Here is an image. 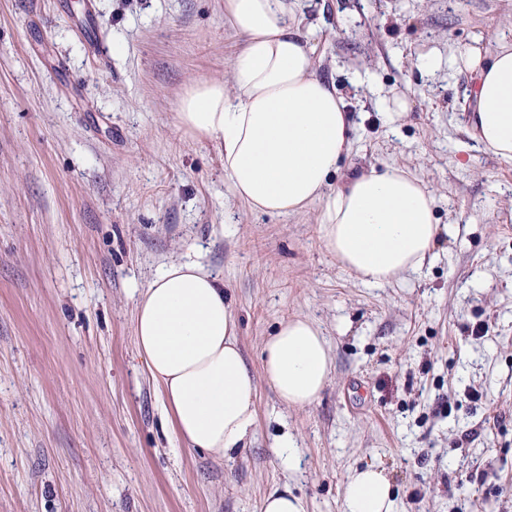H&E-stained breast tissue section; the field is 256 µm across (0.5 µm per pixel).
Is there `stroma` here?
<instances>
[{"mask_svg": "<svg viewBox=\"0 0 512 512\" xmlns=\"http://www.w3.org/2000/svg\"><path fill=\"white\" fill-rule=\"evenodd\" d=\"M85 2L0 0V512H260L284 484L340 512L368 464L396 512H512V164L467 135L470 75L448 66L512 40V0H302L355 127L335 184L397 165L436 200L430 260L378 287L337 266L315 211H251L178 131L183 91L241 43L223 0ZM173 260L222 275L253 372L285 318L330 348L309 407L259 382L224 459L175 436L135 347V297Z\"/></svg>", "mask_w": 512, "mask_h": 512, "instance_id": "stroma-1", "label": "stroma"}]
</instances>
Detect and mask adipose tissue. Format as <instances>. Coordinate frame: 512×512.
<instances>
[{
  "instance_id": "obj_1",
  "label": "adipose tissue",
  "mask_w": 512,
  "mask_h": 512,
  "mask_svg": "<svg viewBox=\"0 0 512 512\" xmlns=\"http://www.w3.org/2000/svg\"><path fill=\"white\" fill-rule=\"evenodd\" d=\"M224 17L243 38L230 76L185 91L179 131L213 145L231 193L252 211L316 209L326 251L364 283L422 270L439 226L421 179L388 165L332 182L354 126L343 97L316 72L297 0H224ZM448 65L473 77L466 97L472 138L512 162V42L499 41L487 59L454 54ZM133 335L179 440L218 459L241 448L256 423L257 386L223 280L196 262L162 266L135 301ZM331 371L328 343L309 319L280 321L263 345V376L288 406L312 405ZM341 512H394L384 470H355Z\"/></svg>"
}]
</instances>
